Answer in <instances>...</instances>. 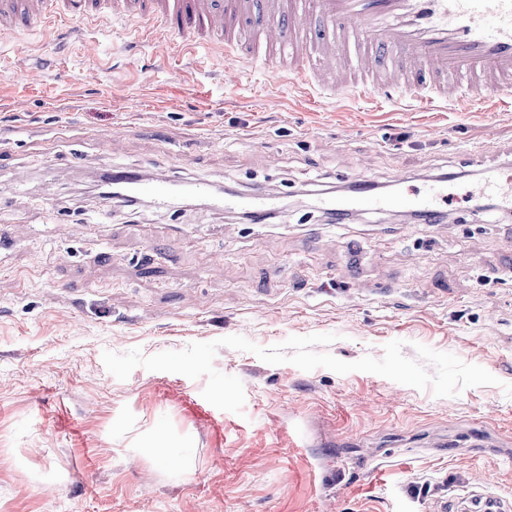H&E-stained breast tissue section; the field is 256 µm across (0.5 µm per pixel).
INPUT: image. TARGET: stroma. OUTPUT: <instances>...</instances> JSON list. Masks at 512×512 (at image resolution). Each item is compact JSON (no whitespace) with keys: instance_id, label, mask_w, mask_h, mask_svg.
Returning <instances> with one entry per match:
<instances>
[{"instance_id":"obj_1","label":"stroma","mask_w":512,"mask_h":512,"mask_svg":"<svg viewBox=\"0 0 512 512\" xmlns=\"http://www.w3.org/2000/svg\"><path fill=\"white\" fill-rule=\"evenodd\" d=\"M512 165V108L393 112L331 103L264 65L198 66L102 19L31 24L0 45V512H471L512 506V211L476 210ZM270 193L243 222L197 199L114 201L107 171ZM447 175L436 223L364 212L341 222L315 193L358 179L387 194ZM332 333L353 362L404 341L495 377L437 397L382 376L270 365L219 348L242 414L205 379L102 353L152 355L241 335L268 347ZM482 431L492 447L441 443ZM188 454L189 471L155 453Z\"/></svg>"}]
</instances>
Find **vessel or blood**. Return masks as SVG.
Here are the masks:
<instances>
[{"instance_id": "b4317fda", "label": "vessel or blood", "mask_w": 512, "mask_h": 512, "mask_svg": "<svg viewBox=\"0 0 512 512\" xmlns=\"http://www.w3.org/2000/svg\"><path fill=\"white\" fill-rule=\"evenodd\" d=\"M128 24V36L179 54L220 58L233 69L267 64L276 79L314 89L327 100L374 99L387 93L395 112H487L512 105V0H0V40L22 27L50 28L104 16ZM119 184L163 205L176 193L210 194L207 183L146 182L124 172ZM441 185L398 196L358 182L344 200L320 198L327 211L350 207L406 209L433 217ZM213 198L216 207L243 208L257 218L269 198Z\"/></svg>"}]
</instances>
